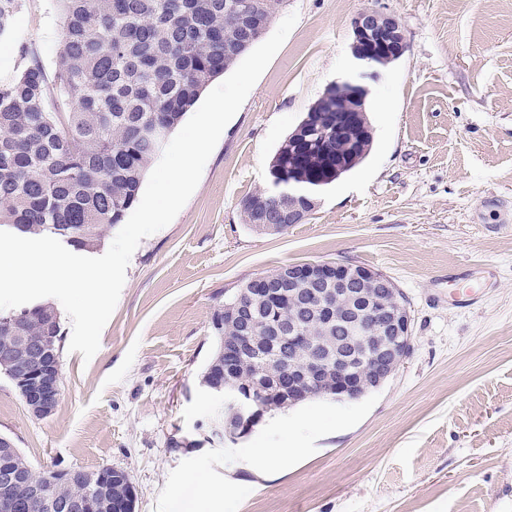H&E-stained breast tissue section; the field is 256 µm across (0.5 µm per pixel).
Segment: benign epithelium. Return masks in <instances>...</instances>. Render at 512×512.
<instances>
[{
  "label": "benign epithelium",
  "mask_w": 512,
  "mask_h": 512,
  "mask_svg": "<svg viewBox=\"0 0 512 512\" xmlns=\"http://www.w3.org/2000/svg\"><path fill=\"white\" fill-rule=\"evenodd\" d=\"M352 28V54L366 67L375 66V59L381 53L399 59L406 52L405 29L391 13L362 10L353 17ZM335 85L336 95L348 98L351 110L361 112L368 95L367 87L352 79L337 81ZM334 272L344 276L342 284L346 287L370 280L383 291L394 290L392 281L384 274L341 262L292 264L274 274L257 276L251 283L262 286L267 296L279 300L285 296V288L297 278L305 276L320 281ZM368 313L385 332L383 336L363 337L368 372L373 374L372 387L377 389L398 370L406 357V347L411 344V316L407 305L400 301L392 306L383 304L371 312L362 309L358 315ZM52 340L51 336H24L18 346L0 354L3 362L11 365L13 380L29 413L39 419L51 416L62 396L59 352L54 350ZM249 347L248 336L226 341V366H232ZM333 365L341 377L343 392L352 393L355 384L349 362L312 355L303 365L288 359V384L276 387L273 395L279 400L300 401L307 396V389L317 384ZM257 394H265V386L257 381L224 388V409L234 417L220 433L224 441L235 444L252 432L258 420ZM18 457L12 439L0 435V512H136L137 489L123 470L103 467L97 471L101 481L110 474L122 478L117 495L108 498L101 494L99 486L92 484L83 469L47 470L36 478L30 467L19 463ZM62 489L67 493H60Z\"/></svg>",
  "instance_id": "benign-epithelium-1"
}]
</instances>
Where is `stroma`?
Returning <instances> with one entry per match:
<instances>
[{"mask_svg":"<svg viewBox=\"0 0 512 512\" xmlns=\"http://www.w3.org/2000/svg\"><path fill=\"white\" fill-rule=\"evenodd\" d=\"M0 80L24 49L52 70L57 0H17ZM383 7L403 24L401 61L362 75L351 21ZM299 19L227 124L201 180L132 255L91 360L61 355L62 398L33 417L0 375V434L36 471L110 466L137 512H172L195 475L203 512H512V0H276ZM362 78L373 149L321 190L287 232L244 224L270 190L272 157L327 85ZM308 261L380 270L404 294L412 346L380 389L264 417L218 437L222 395L200 384L210 321L256 276ZM252 448H291L277 465Z\"/></svg>","mask_w":512,"mask_h":512,"instance_id":"1","label":"stroma"}]
</instances>
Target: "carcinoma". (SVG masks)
I'll return each mask as SVG.
<instances>
[{
  "instance_id": "obj_1",
  "label": "carcinoma",
  "mask_w": 512,
  "mask_h": 512,
  "mask_svg": "<svg viewBox=\"0 0 512 512\" xmlns=\"http://www.w3.org/2000/svg\"><path fill=\"white\" fill-rule=\"evenodd\" d=\"M64 18L62 44L52 73L39 58L7 82H0V230L18 236H51L77 251L100 248L107 231L122 223L137 201L141 184L169 134L207 85L233 67L265 34L273 18L270 0H58ZM15 0H0V35L12 32ZM288 136L270 168L272 185L300 178L314 188L336 180V158L359 165L372 148L366 136L336 138V113L346 100H317ZM250 226L281 233L288 229L278 201L267 192L240 202ZM298 302L254 308L251 336L260 354L239 362V378L259 374L272 389L285 374L277 348L268 343V323L283 319L309 337L313 350H348L360 367L365 354L356 339L366 327L326 323L319 302H344L332 292L318 299L304 282ZM54 322L45 329V316ZM214 351L202 376L224 389L215 369L225 338L239 335L233 323L210 324ZM55 337L61 318L49 302L0 314V350L17 336Z\"/></svg>"
}]
</instances>
